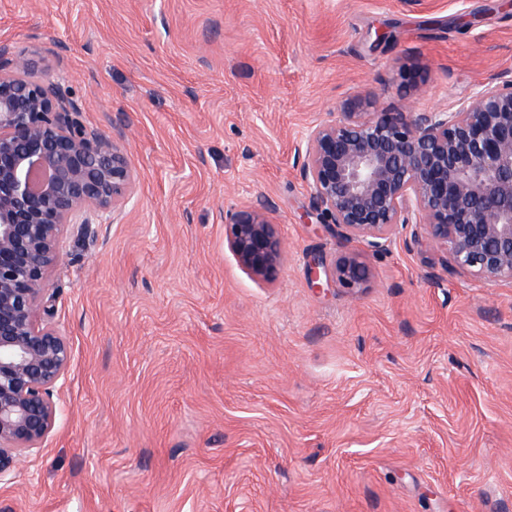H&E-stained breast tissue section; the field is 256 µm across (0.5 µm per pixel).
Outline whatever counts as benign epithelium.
I'll return each instance as SVG.
<instances>
[{"mask_svg": "<svg viewBox=\"0 0 512 512\" xmlns=\"http://www.w3.org/2000/svg\"><path fill=\"white\" fill-rule=\"evenodd\" d=\"M79 112L35 76L32 58L0 42V485L52 432L53 388L71 360L66 337L38 316L61 236L109 223L136 181L127 152ZM294 167L340 239L378 250L409 227L406 246L427 242L455 272L512 282V78L426 112L356 95L307 130ZM225 231L244 271L274 276L286 242L271 205L231 214ZM333 276L354 291L370 268L344 253Z\"/></svg>", "mask_w": 512, "mask_h": 512, "instance_id": "obj_1", "label": "benign epithelium"}]
</instances>
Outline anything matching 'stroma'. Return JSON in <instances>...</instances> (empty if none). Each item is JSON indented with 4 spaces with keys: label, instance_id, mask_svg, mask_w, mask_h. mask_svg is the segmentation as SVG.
I'll use <instances>...</instances> for the list:
<instances>
[{
    "label": "stroma",
    "instance_id": "1",
    "mask_svg": "<svg viewBox=\"0 0 512 512\" xmlns=\"http://www.w3.org/2000/svg\"><path fill=\"white\" fill-rule=\"evenodd\" d=\"M1 40L137 181L61 242L40 320L71 363L0 512H512V283L341 241L293 167L354 94L423 112L512 77V0H0ZM264 202L271 280L224 231ZM344 252L355 295L310 274ZM333 276L343 288L355 291L367 283L370 268L358 254L344 253L335 261Z\"/></svg>",
    "mask_w": 512,
    "mask_h": 512
}]
</instances>
